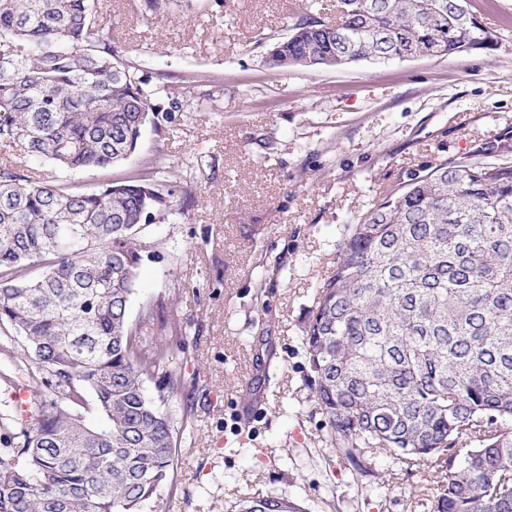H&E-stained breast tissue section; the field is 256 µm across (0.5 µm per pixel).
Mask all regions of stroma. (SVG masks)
<instances>
[{
    "mask_svg": "<svg viewBox=\"0 0 512 512\" xmlns=\"http://www.w3.org/2000/svg\"><path fill=\"white\" fill-rule=\"evenodd\" d=\"M120 55L138 61L161 113L136 154L67 174L91 190L167 155L179 211L149 225L130 319L142 349L173 344L179 389L146 381L174 422L161 512H228L288 498L303 512H432L419 472L378 448L354 484L304 381L302 330L345 227L426 165L512 129V0H468L491 52L275 70L269 52L306 0H91ZM182 89L180 111L167 91ZM36 405L0 382V456Z\"/></svg>",
    "mask_w": 512,
    "mask_h": 512,
    "instance_id": "35a3bbf8",
    "label": "stroma"
}]
</instances>
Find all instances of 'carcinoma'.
I'll list each match as a JSON object with an SVG mask.
<instances>
[{"label":"carcinoma","instance_id":"1","mask_svg":"<svg viewBox=\"0 0 512 512\" xmlns=\"http://www.w3.org/2000/svg\"><path fill=\"white\" fill-rule=\"evenodd\" d=\"M499 40L459 0H336L267 58L273 69L490 51ZM139 64L112 47L90 0H0V378L26 375L38 402L13 457H0V512H159L174 425L146 379L129 317L145 226L173 209L166 160L77 191L34 178L129 160L159 109ZM311 397L354 480L364 449L427 474L433 512H512V130L442 160L346 225L303 329ZM52 390L47 399L45 390ZM90 394L100 414L77 411ZM235 512H301L262 496Z\"/></svg>","mask_w":512,"mask_h":512}]
</instances>
